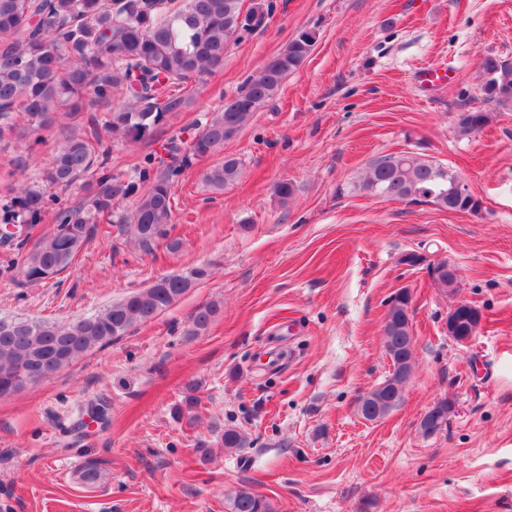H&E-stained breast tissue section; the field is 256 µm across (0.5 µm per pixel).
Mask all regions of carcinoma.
Wrapping results in <instances>:
<instances>
[{"label":"carcinoma","mask_w":512,"mask_h":512,"mask_svg":"<svg viewBox=\"0 0 512 512\" xmlns=\"http://www.w3.org/2000/svg\"><path fill=\"white\" fill-rule=\"evenodd\" d=\"M267 0H0V141L15 134L14 112L25 114L28 132L47 129L61 117L107 107L105 127L114 140L139 142L151 135L183 103L182 91L192 77L223 64L224 51L263 28L271 15ZM317 42V31L304 29L288 42V53L269 58L257 75L224 101L223 107L194 136L181 164L164 172L152 162L140 169L138 180L125 181L108 170L109 157L89 140L69 133L42 175V184H20L18 196L0 213V225L23 224L28 243L42 223L47 190L68 188L91 176L88 195L77 205L58 206L52 233L40 237L25 253L23 276L35 283L69 268L76 256L99 234L100 218L113 201L137 195L130 214L121 218L120 233L144 250L161 239L171 253L181 249L168 236L172 217V185L190 166L191 158L224 150L230 137L224 123L236 131L247 127L256 112L272 101L286 77L296 70ZM485 101L512 107V66L487 55L482 61ZM122 102L112 105L115 94ZM488 122V114L467 111L457 120V132L469 136ZM239 158L227 155L204 174L215 189L237 182ZM461 178L450 168L414 153H394L375 159L347 192L386 196L407 203H431L451 212L476 214L481 200L460 189ZM202 268L170 273L150 287L130 294L99 313L66 323L0 318V396L21 377L47 379L82 357L125 334L134 325L155 319L196 282ZM402 290L390 301L393 322L386 331L391 345L409 357L411 323ZM219 312L215 303L197 309L194 331H204ZM246 433L224 429V447L247 448ZM102 476V463L85 462L79 481L92 487ZM232 512H274L264 496L238 490Z\"/></svg>","instance_id":"carcinoma-1"}]
</instances>
